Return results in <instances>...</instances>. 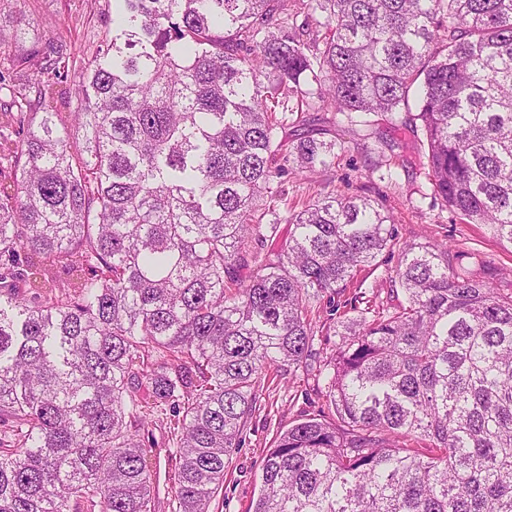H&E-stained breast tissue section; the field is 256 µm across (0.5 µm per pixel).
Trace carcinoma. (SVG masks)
Returning <instances> with one entry per match:
<instances>
[{
	"mask_svg": "<svg viewBox=\"0 0 512 512\" xmlns=\"http://www.w3.org/2000/svg\"><path fill=\"white\" fill-rule=\"evenodd\" d=\"M13 2L0 512H155L140 431L157 415L169 506L210 512L262 377L300 369L332 418L279 433L250 512H512V293L446 242L396 246L368 196L279 208V178L328 171L340 147L283 151L288 115L403 112L434 197L512 246V0H107L80 17L86 44ZM282 223L285 245L240 280L246 245ZM395 248L403 299L336 322L316 357L310 300Z\"/></svg>",
	"mask_w": 512,
	"mask_h": 512,
	"instance_id": "cac0c4a2",
	"label": "carcinoma"
}]
</instances>
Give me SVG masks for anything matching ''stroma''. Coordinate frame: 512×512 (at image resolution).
I'll return each mask as SVG.
<instances>
[{
    "instance_id": "35a3bbf8",
    "label": "stroma",
    "mask_w": 512,
    "mask_h": 512,
    "mask_svg": "<svg viewBox=\"0 0 512 512\" xmlns=\"http://www.w3.org/2000/svg\"><path fill=\"white\" fill-rule=\"evenodd\" d=\"M83 3L96 12L106 7V0H26L24 8L41 28L65 35L73 26L76 6ZM372 121L375 135L363 142L354 139L346 124L337 123L336 137L344 148L335 165L316 181L303 173L289 175L285 184L289 206L301 208L320 192L370 196L391 216L399 243L451 244L459 254L458 265L478 276L495 278L502 292L511 293L512 246L501 244L488 226L464 223L435 201L426 177L424 146L416 134L402 126L400 115H376ZM389 139L398 142V149L391 152L384 148V141ZM368 163L378 167L376 177L370 181L361 175ZM396 266V254L383 252L371 266L357 272L345 291L321 297L315 303L314 347L321 356H328L336 347L333 324L354 317L350 301L356 289L375 290L380 301H389L395 286ZM327 409L325 397L318 393L313 378L305 372L271 382L244 434V444L235 451L225 471L224 487L212 502L211 512H248L259 493L263 458L277 434L301 416L317 415ZM169 439L167 429L160 422L149 424L141 433L156 474V512H170Z\"/></svg>"
}]
</instances>
